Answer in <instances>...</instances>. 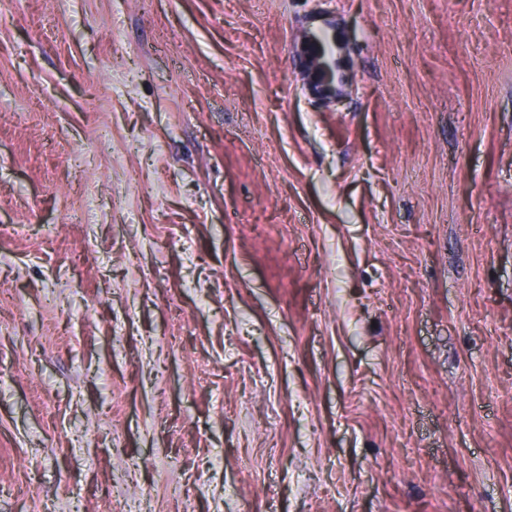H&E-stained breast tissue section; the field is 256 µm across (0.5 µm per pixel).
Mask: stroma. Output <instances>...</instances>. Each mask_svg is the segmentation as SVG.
Listing matches in <instances>:
<instances>
[{
  "label": "stroma",
  "instance_id": "obj_1",
  "mask_svg": "<svg viewBox=\"0 0 512 512\" xmlns=\"http://www.w3.org/2000/svg\"><path fill=\"white\" fill-rule=\"evenodd\" d=\"M0 291V512H512V0H0ZM329 39L334 47V53L327 57L322 55L312 58L306 55L307 65L319 75L318 85H313L314 91L326 98L336 99L342 95L344 76L341 72L342 57L345 44L333 28L331 32L325 29H309L304 35L305 48L323 40Z\"/></svg>",
  "mask_w": 512,
  "mask_h": 512
}]
</instances>
